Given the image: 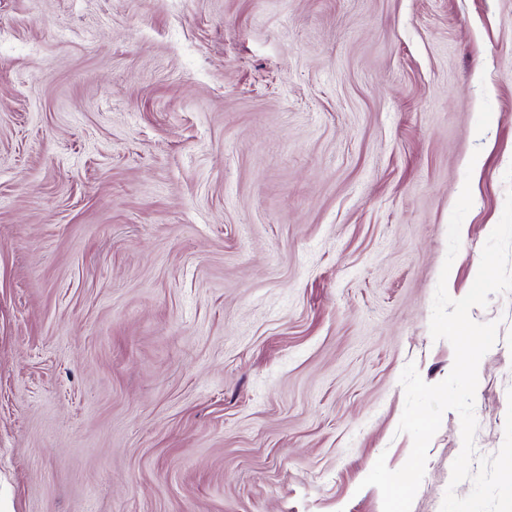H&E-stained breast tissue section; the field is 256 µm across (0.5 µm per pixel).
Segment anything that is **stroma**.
Returning a JSON list of instances; mask_svg holds the SVG:
<instances>
[{
    "mask_svg": "<svg viewBox=\"0 0 512 512\" xmlns=\"http://www.w3.org/2000/svg\"><path fill=\"white\" fill-rule=\"evenodd\" d=\"M511 167L512 0H0L13 512H382L401 373L449 375L435 289H471ZM470 316L491 456L512 292ZM461 449L446 411L411 512L469 494Z\"/></svg>",
    "mask_w": 512,
    "mask_h": 512,
    "instance_id": "obj_1",
    "label": "stroma"
}]
</instances>
